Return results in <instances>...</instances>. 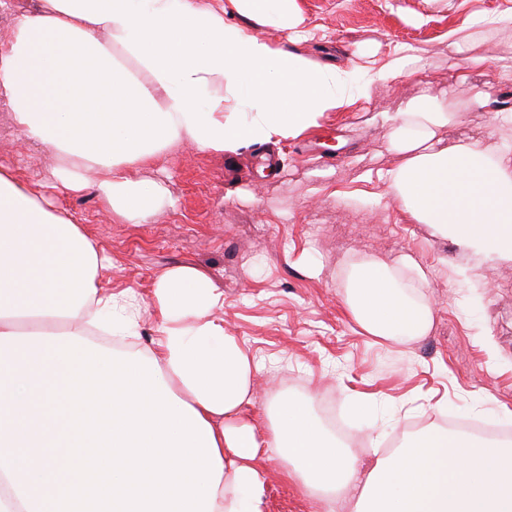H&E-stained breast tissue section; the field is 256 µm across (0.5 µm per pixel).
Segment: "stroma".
Wrapping results in <instances>:
<instances>
[{
  "label": "stroma",
  "mask_w": 512,
  "mask_h": 512,
  "mask_svg": "<svg viewBox=\"0 0 512 512\" xmlns=\"http://www.w3.org/2000/svg\"><path fill=\"white\" fill-rule=\"evenodd\" d=\"M303 22L283 26L245 15L229 25L272 45L295 42L310 61L347 73L348 98L310 130L279 141L217 154L185 144L139 170V179L167 185L174 207L143 224L114 218L93 191L65 198L86 234L112 254L104 283L143 298L137 344L157 336L153 284L159 274L189 266L224 293V331L247 341L269 365L247 416L265 436L267 407L285 390L333 395L358 436L372 420L395 418L385 442L460 415L512 425V262L488 263L473 250L439 238L409 220L385 193L383 176L400 158L387 144L405 102L426 94L454 112L443 140L473 138L487 149L512 137L496 122L512 113V25L498 19L512 0H296ZM461 29L484 66L470 70L488 100L467 108L448 83L462 61L444 38ZM413 48L420 68L390 75L394 52ZM55 158L27 142L0 109V165L25 184H50ZM360 254L394 266L411 255L428 274L436 302L428 336L403 346L374 342L349 318L339 290ZM377 399L374 418H354L350 400ZM267 484L264 512H319L282 463L261 456Z\"/></svg>",
  "instance_id": "35a3bbf8"
}]
</instances>
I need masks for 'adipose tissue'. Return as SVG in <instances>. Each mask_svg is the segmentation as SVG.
Returning <instances> with one entry per match:
<instances>
[{
  "label": "adipose tissue",
  "mask_w": 512,
  "mask_h": 512,
  "mask_svg": "<svg viewBox=\"0 0 512 512\" xmlns=\"http://www.w3.org/2000/svg\"><path fill=\"white\" fill-rule=\"evenodd\" d=\"M233 12L283 25L298 18L295 0H41L33 12L13 9L0 101L27 140L63 156L53 172L60 194L93 189L122 223L142 224L172 199L167 186L135 180L132 170L186 143L224 153L296 135L342 106L345 71L228 25ZM203 95L204 110L196 105ZM243 104L244 121L236 114ZM453 119L427 95L406 104L388 135L401 162L387 174V192L439 237L512 261V139L491 151L443 143L437 133ZM111 266L56 201L0 168V455L27 456L53 496L70 477L60 471L62 451L48 447L62 425L42 405L66 367L46 358V342L84 336L89 325L137 338L140 297L102 287ZM407 270H419L409 257L399 269L370 255L350 265L342 297L366 336L410 343L430 333L435 302L406 284ZM152 296L158 337L146 355L210 424L222 460L213 512H261L262 445L291 481L350 512H512L511 443L427 427L386 454L373 431L365 466L321 426L311 396L286 392L274 397L259 440L245 413L264 365L225 335L223 292L180 266L156 279Z\"/></svg>",
  "instance_id": "obj_1"
}]
</instances>
